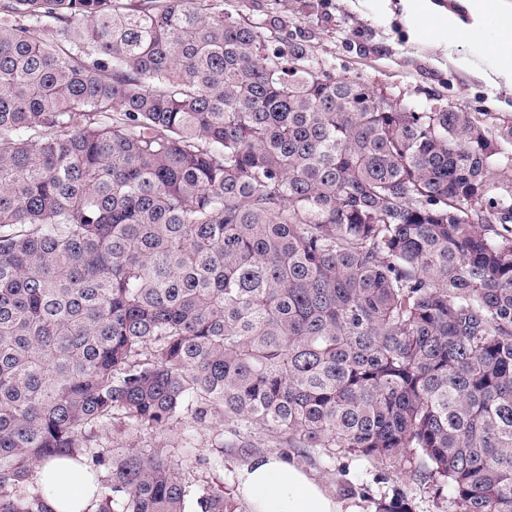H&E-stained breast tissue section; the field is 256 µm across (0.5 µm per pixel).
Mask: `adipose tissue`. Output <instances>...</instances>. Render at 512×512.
<instances>
[{"instance_id":"adipose-tissue-1","label":"adipose tissue","mask_w":512,"mask_h":512,"mask_svg":"<svg viewBox=\"0 0 512 512\" xmlns=\"http://www.w3.org/2000/svg\"><path fill=\"white\" fill-rule=\"evenodd\" d=\"M407 13H425L441 18L445 45L456 34L479 37L485 17L495 16L505 34L498 45L494 74L512 85V0H457V9L439 6L435 0H400ZM36 478L46 493L50 512H87L98 491L92 476L73 460L55 458L40 465ZM241 494L250 512H343L310 474L294 461L276 454L254 459L243 471Z\"/></svg>"}]
</instances>
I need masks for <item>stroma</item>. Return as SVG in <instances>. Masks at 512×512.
<instances>
[{"label":"stroma","mask_w":512,"mask_h":512,"mask_svg":"<svg viewBox=\"0 0 512 512\" xmlns=\"http://www.w3.org/2000/svg\"><path fill=\"white\" fill-rule=\"evenodd\" d=\"M224 11L240 22L263 28L274 42L309 41L314 56L338 78L363 82L400 104L426 108L433 99L470 112H489L512 122V88L475 78L473 69L490 71L491 53L503 35L494 17L483 24L476 41L458 34L452 51H444L435 18L406 15L399 0H223ZM109 445L165 449L177 472L188 474L198 488H221L238 512H249L237 493L242 470L251 459L274 452L263 432H255L250 452L224 451L223 467L209 463L214 455L205 428L184 425L166 432H139L108 427L101 433ZM329 494L379 512L397 494L409 499L411 512H455L446 486L423 480L415 461H373L339 453L301 462Z\"/></svg>","instance_id":"1"}]
</instances>
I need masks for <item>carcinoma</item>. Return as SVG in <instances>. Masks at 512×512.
<instances>
[{"instance_id": "cac0c4a2", "label": "carcinoma", "mask_w": 512, "mask_h": 512, "mask_svg": "<svg viewBox=\"0 0 512 512\" xmlns=\"http://www.w3.org/2000/svg\"><path fill=\"white\" fill-rule=\"evenodd\" d=\"M41 36H36V33ZM512 124L271 47L218 0H0V512H237L120 423L398 461L512 512ZM38 484L46 493L52 512H87L98 486L73 460L55 458L37 468Z\"/></svg>"}]
</instances>
